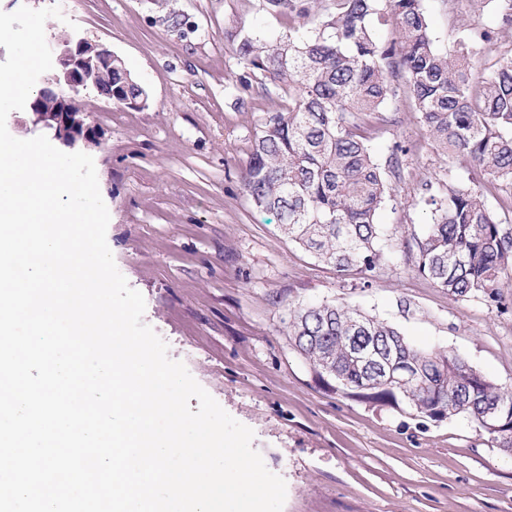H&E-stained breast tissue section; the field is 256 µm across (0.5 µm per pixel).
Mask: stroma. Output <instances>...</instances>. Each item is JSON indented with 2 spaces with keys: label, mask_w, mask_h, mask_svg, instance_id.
<instances>
[{
  "label": "stroma",
  "mask_w": 512,
  "mask_h": 512,
  "mask_svg": "<svg viewBox=\"0 0 512 512\" xmlns=\"http://www.w3.org/2000/svg\"><path fill=\"white\" fill-rule=\"evenodd\" d=\"M60 5L82 35L121 56L148 93L143 108L83 92L102 134L93 150L110 213L107 243L141 292L143 321L171 359L235 420L287 486L283 512H512V457L463 416L433 423L325 389L289 341L295 308L333 302L398 327L413 342L465 358L512 386V294L458 300L417 273L415 241L431 221L424 182L482 189L512 223V191L426 137L399 76L383 118H369L381 165L400 161L379 213L385 256L374 272L339 273L288 242L251 205L239 167L276 95L228 97L239 69L229 36L254 18L279 32L260 0H22ZM437 49L455 54L495 18L469 0H423Z\"/></svg>",
  "instance_id": "35a3bbf8"
}]
</instances>
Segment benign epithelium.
<instances>
[{"label":"benign epithelium","instance_id":"7a95c632","mask_svg":"<svg viewBox=\"0 0 512 512\" xmlns=\"http://www.w3.org/2000/svg\"><path fill=\"white\" fill-rule=\"evenodd\" d=\"M48 46L52 51L56 90L47 106L31 110L32 118H21L17 124L22 128L29 123L40 125L53 133L60 146L92 151L100 146L101 135L87 123L85 106H77L75 101L81 92L98 88L101 69L112 68L117 55L107 46L65 28L51 34Z\"/></svg>","mask_w":512,"mask_h":512}]
</instances>
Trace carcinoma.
<instances>
[{"instance_id": "cac0c4a2", "label": "carcinoma", "mask_w": 512, "mask_h": 512, "mask_svg": "<svg viewBox=\"0 0 512 512\" xmlns=\"http://www.w3.org/2000/svg\"><path fill=\"white\" fill-rule=\"evenodd\" d=\"M260 10L283 19L285 31L230 35L241 74L227 93L258 87L281 98L254 126L240 186L255 207L276 214L289 242L338 272L380 264L387 182L365 120L385 111L400 73L425 134L512 188V57L483 77L471 72V52L493 43V28L474 31L450 60L434 45L422 0H261ZM389 18L396 38L385 45L372 20ZM99 86L112 87L122 105L147 100L116 60ZM430 204L417 272L454 297L501 299L512 288V224L470 187L446 183ZM288 336L326 388L427 421L466 416L512 451V388L460 355L421 348L387 322L328 302L295 309ZM398 367L415 375L412 384L390 378Z\"/></svg>"}]
</instances>
